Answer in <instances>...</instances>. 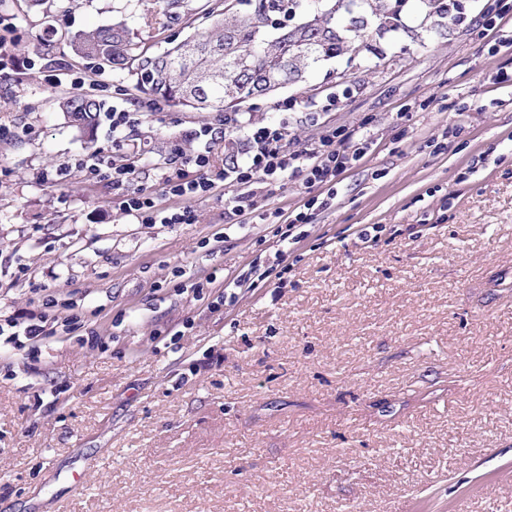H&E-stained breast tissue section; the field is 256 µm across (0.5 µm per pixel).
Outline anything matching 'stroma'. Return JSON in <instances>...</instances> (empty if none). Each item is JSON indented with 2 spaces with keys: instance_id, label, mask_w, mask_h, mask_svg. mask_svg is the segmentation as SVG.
I'll return each mask as SVG.
<instances>
[{
  "instance_id": "obj_1",
  "label": "stroma",
  "mask_w": 512,
  "mask_h": 512,
  "mask_svg": "<svg viewBox=\"0 0 512 512\" xmlns=\"http://www.w3.org/2000/svg\"><path fill=\"white\" fill-rule=\"evenodd\" d=\"M209 7L187 0L160 33L136 0H0L19 69L0 82V314L45 310L50 330L0 347V512H512V90L484 79L512 49L489 56L481 27L422 24L406 0L396 26L370 19L365 55L243 103L244 124L303 102V142L374 134L282 252L214 197L192 224L127 223L111 179L78 166L111 158L113 106L150 99L64 34L122 22L159 50ZM74 77L108 84L90 141L62 110ZM215 118L168 105L125 131L161 206L175 145ZM279 259L283 286L217 306L226 278Z\"/></svg>"
}]
</instances>
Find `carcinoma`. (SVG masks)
<instances>
[{"instance_id":"1","label":"carcinoma","mask_w":512,"mask_h":512,"mask_svg":"<svg viewBox=\"0 0 512 512\" xmlns=\"http://www.w3.org/2000/svg\"><path fill=\"white\" fill-rule=\"evenodd\" d=\"M143 19L161 26L173 18L184 0H139ZM300 0H232L215 4L208 12L209 27L162 52L134 40L128 28L116 23L66 38L78 57L99 69L126 70L135 88L158 100L200 112L236 110L242 96L239 83L254 84L267 94L272 86L288 82L301 69L354 48H366L367 14L388 24L397 11L388 0H313L314 14L293 24ZM423 19H441L448 12L444 0H418ZM63 110L80 132L89 136L101 112V103L89 94L71 95Z\"/></svg>"}]
</instances>
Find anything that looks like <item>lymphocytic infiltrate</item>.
I'll return each mask as SVG.
<instances>
[{
	"label": "lymphocytic infiltrate",
	"mask_w": 512,
	"mask_h": 512,
	"mask_svg": "<svg viewBox=\"0 0 512 512\" xmlns=\"http://www.w3.org/2000/svg\"><path fill=\"white\" fill-rule=\"evenodd\" d=\"M292 108L291 102H280L275 120L249 124L242 160L221 168L213 163V149L221 136L237 129L236 114L227 112L219 115L217 125L204 124L188 130L185 139L194 143V150L181 154L180 166L166 168L161 174L164 193L175 201L171 208L159 207L143 189L133 187L139 161L120 152L124 131L141 125L145 113L113 108L108 119L112 147L119 155L113 158L110 168L121 215L135 224H191L195 221L192 202L215 195L227 186L231 194L224 200V213L229 220L249 224L258 219L274 225L279 244L298 242L300 228L309 222V210L332 207L339 177L368 155L373 139L365 127L340 135L328 130L315 142L289 149L288 112ZM297 177L307 186L324 187V194L309 198L299 209L266 212L261 205V189Z\"/></svg>",
	"instance_id": "1"
}]
</instances>
